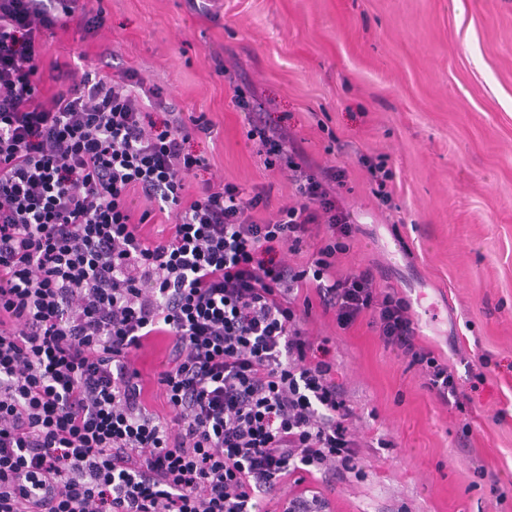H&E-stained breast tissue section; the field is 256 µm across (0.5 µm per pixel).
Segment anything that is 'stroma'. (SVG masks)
<instances>
[{
    "mask_svg": "<svg viewBox=\"0 0 512 512\" xmlns=\"http://www.w3.org/2000/svg\"><path fill=\"white\" fill-rule=\"evenodd\" d=\"M104 25L46 34L39 62L82 56L108 76L134 69L204 112L194 143L209 178L297 197L247 136L248 104L288 133L362 232L336 258L372 268L455 365L471 400L441 406L420 370L387 351L366 320L342 330L313 291L296 306L336 351L356 413L365 477L307 479L330 512H512V0H87ZM390 171L389 198L367 169ZM486 356L471 389L456 349Z\"/></svg>",
    "mask_w": 512,
    "mask_h": 512,
    "instance_id": "35a3bbf8",
    "label": "stroma"
}]
</instances>
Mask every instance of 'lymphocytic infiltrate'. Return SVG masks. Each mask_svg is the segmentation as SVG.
Here are the masks:
<instances>
[{"instance_id": "f902f5d3", "label": "lymphocytic infiltrate", "mask_w": 512, "mask_h": 512, "mask_svg": "<svg viewBox=\"0 0 512 512\" xmlns=\"http://www.w3.org/2000/svg\"><path fill=\"white\" fill-rule=\"evenodd\" d=\"M76 3L0 0V512H262L289 477L362 478L334 351L294 305L304 288L461 402L410 302L371 269L337 275L359 227L281 126L250 115L299 197L274 210L209 179L192 143L212 121H184L136 73L72 66L45 93L37 34L82 25ZM156 212L173 231L150 240ZM320 223L341 242L290 268L281 246L303 251ZM156 338L165 419L136 366Z\"/></svg>"}]
</instances>
